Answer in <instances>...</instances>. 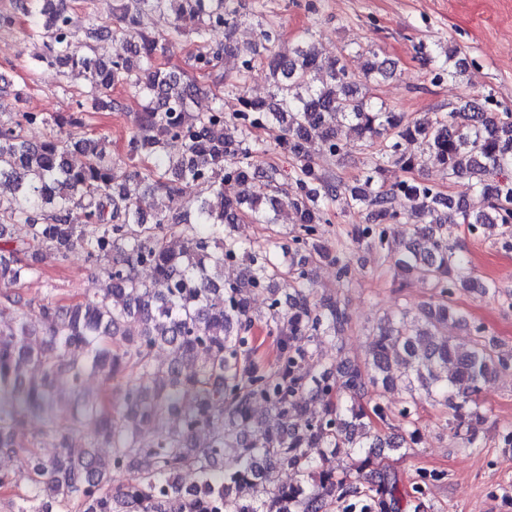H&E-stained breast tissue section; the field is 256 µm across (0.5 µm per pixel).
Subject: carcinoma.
Segmentation results:
<instances>
[{
  "label": "carcinoma",
  "mask_w": 512,
  "mask_h": 512,
  "mask_svg": "<svg viewBox=\"0 0 512 512\" xmlns=\"http://www.w3.org/2000/svg\"><path fill=\"white\" fill-rule=\"evenodd\" d=\"M30 2L24 34L44 44L38 62L78 69L87 84L65 115L19 112L0 121V183L11 189L0 196V282L19 285L39 272L44 257L65 262L80 251L100 264L123 303L105 295L43 304L28 315L21 292L0 295V453L17 463L0 470V512H323L325 498L338 493L354 497L352 512H391L398 478L374 449L407 448L416 430L382 433L375 427L381 408L364 399L404 389L409 401L401 417L411 427L422 400L451 410L459 422L478 419L480 385L508 368L482 327H474L473 344L461 351L448 340V321L466 320L453 303L455 291H498L473 276L452 229L479 237L497 225L502 247L512 250V112H489L486 103L470 100L446 115L410 118L376 105L368 87L392 75L395 61L363 50L365 62L354 72L344 56L322 57L309 29L288 54L276 53L280 30L260 22L263 57L235 40L237 0H119L112 23L89 11L81 33L54 0ZM147 14L162 19L168 35L193 23L195 75L181 77L157 63L160 35L142 29ZM109 26L112 53L105 58L94 42ZM217 30L224 43L213 46ZM225 54L240 59V84L261 61L268 97L241 92L230 114L220 102L195 111L200 79L211 77ZM460 54L448 48V67L437 77L461 75ZM117 86L142 107L125 159L112 156L106 137L85 131L84 102L112 109L108 92ZM36 124L66 126L69 134L51 131L33 144L26 129ZM344 124L370 156L352 184L329 177L307 148L317 139L326 157L342 159ZM255 128L273 132V143L254 140ZM403 140L421 142L448 180L466 183L471 195L456 202L413 176L422 160L401 150ZM271 148L292 159L288 178L272 166L257 179L255 160ZM188 182L209 196L183 205ZM145 192L167 201L150 217L139 205ZM399 198L407 202L402 209ZM333 203L367 211L351 238L378 249L403 274L400 286L416 278L437 292L414 315L386 319L364 365L334 369L318 359V348L330 343L342 352L349 314L340 297L317 293L308 270L318 258L336 266L342 287L353 283L350 260L319 241ZM284 209L298 224L288 244L247 250L237 225L276 224ZM11 224L26 225L27 237L4 240ZM395 224L413 226L409 240L396 239ZM166 229L180 231L179 248L167 244ZM228 267L238 268L235 277H224ZM143 269L151 279L141 277ZM268 291L267 311L257 317L250 297ZM131 320L140 324L134 336L123 330ZM259 320L276 334L269 367L252 359ZM160 347L169 351L163 361L155 356ZM74 348L82 357L71 354ZM88 371L103 379L104 393H81ZM62 379L74 394L67 402L57 391ZM314 401L323 410L309 418ZM62 407L71 423L59 431L53 415ZM259 407L277 427L257 418ZM179 411L180 428L147 433ZM39 418L43 436L59 448L54 455L16 437L17 424ZM88 420L97 423L91 436L82 431ZM76 445L86 448L80 456ZM101 445L110 452L96 454ZM341 449L352 468L338 475L328 462ZM281 467L306 480L277 483ZM366 467L374 473L373 495L357 486ZM185 472L195 475L190 486Z\"/></svg>",
  "instance_id": "cac0c4a2"
}]
</instances>
